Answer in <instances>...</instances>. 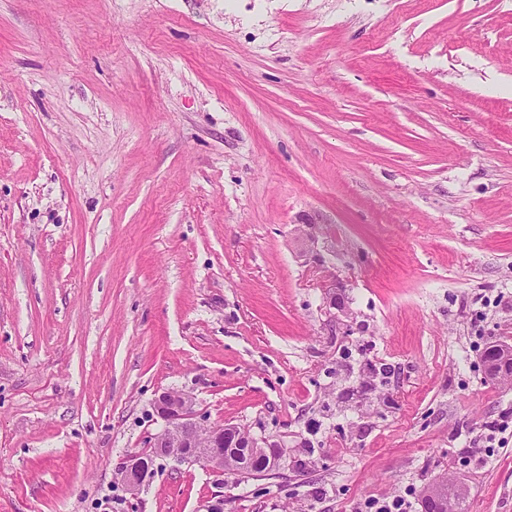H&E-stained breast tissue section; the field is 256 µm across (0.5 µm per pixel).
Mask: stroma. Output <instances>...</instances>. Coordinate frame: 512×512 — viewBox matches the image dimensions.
Returning a JSON list of instances; mask_svg holds the SVG:
<instances>
[{"mask_svg":"<svg viewBox=\"0 0 512 512\" xmlns=\"http://www.w3.org/2000/svg\"><path fill=\"white\" fill-rule=\"evenodd\" d=\"M495 344L512 0H0V512H512ZM165 392L279 466L130 493ZM486 433L483 437L482 448H502V444L507 439L505 434H512V418L509 421L507 413L502 414L501 418L485 427ZM412 504L402 496L366 498L358 512H411Z\"/></svg>","mask_w":512,"mask_h":512,"instance_id":"stroma-1","label":"stroma"}]
</instances>
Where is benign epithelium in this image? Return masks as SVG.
Wrapping results in <instances>:
<instances>
[{
    "instance_id": "1",
    "label": "benign epithelium",
    "mask_w": 512,
    "mask_h": 512,
    "mask_svg": "<svg viewBox=\"0 0 512 512\" xmlns=\"http://www.w3.org/2000/svg\"><path fill=\"white\" fill-rule=\"evenodd\" d=\"M156 412L165 427L159 433L148 435L146 440L155 460L173 458L179 462H201L208 459L221 470L225 449L245 448L248 462L257 463L264 473L276 462L278 444L257 439L234 424L204 425L194 413L192 401L183 394L160 395ZM120 475L130 491L141 489L142 471L137 461L126 460Z\"/></svg>"
}]
</instances>
